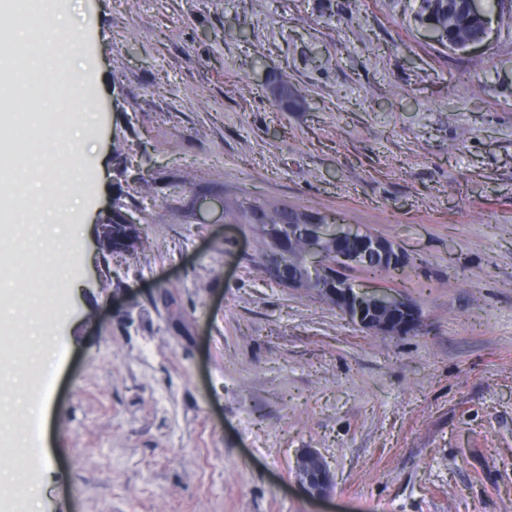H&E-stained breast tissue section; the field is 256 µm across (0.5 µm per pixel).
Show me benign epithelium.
<instances>
[{
    "mask_svg": "<svg viewBox=\"0 0 512 512\" xmlns=\"http://www.w3.org/2000/svg\"><path fill=\"white\" fill-rule=\"evenodd\" d=\"M112 227L98 225L97 244L107 254L112 253ZM300 232L307 238L304 276L287 277L285 266L269 260L267 275L288 287L301 290L305 281L319 283L321 293L332 305L343 311L354 323L373 333L388 336L406 335L419 327V314L414 304L393 288L368 290L354 287L349 273L371 262L394 271L403 270L408 259L391 240L367 229L350 230L342 225L302 224ZM336 243V259H325L323 241ZM296 472L304 489L311 495L324 494L331 484V473L324 457L317 450H304L296 462Z\"/></svg>",
    "mask_w": 512,
    "mask_h": 512,
    "instance_id": "7a95c632",
    "label": "benign epithelium"
}]
</instances>
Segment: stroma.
<instances>
[{
    "instance_id": "1",
    "label": "stroma",
    "mask_w": 512,
    "mask_h": 512,
    "mask_svg": "<svg viewBox=\"0 0 512 512\" xmlns=\"http://www.w3.org/2000/svg\"><path fill=\"white\" fill-rule=\"evenodd\" d=\"M87 60L80 287L57 291L46 440L0 424V468L47 484L0 512H512V0L488 39L440 45L419 0H53ZM287 76L302 101L270 93ZM148 171L142 197L114 155ZM279 202L367 228L408 256L351 272L419 309L405 336L363 330L265 273L226 202ZM148 214V247L107 256L114 205ZM14 278L56 268L20 253ZM34 286L6 299L0 371L25 362ZM29 433L22 457L12 431ZM325 457L329 493L295 476ZM296 472L304 489L311 495H323L331 484V473L317 450H304L296 462Z\"/></svg>"
}]
</instances>
